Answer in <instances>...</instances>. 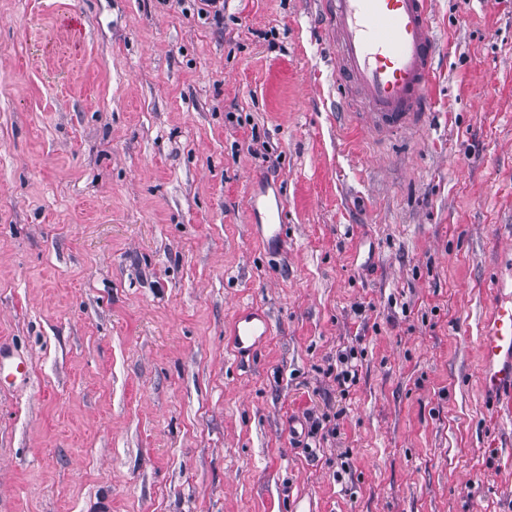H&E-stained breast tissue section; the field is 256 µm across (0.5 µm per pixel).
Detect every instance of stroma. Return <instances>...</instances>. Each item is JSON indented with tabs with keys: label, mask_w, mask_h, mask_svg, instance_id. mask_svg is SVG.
<instances>
[{
	"label": "stroma",
	"mask_w": 512,
	"mask_h": 512,
	"mask_svg": "<svg viewBox=\"0 0 512 512\" xmlns=\"http://www.w3.org/2000/svg\"><path fill=\"white\" fill-rule=\"evenodd\" d=\"M199 7L0 0V346L32 363L0 512H512L477 347L512 274V0H433L427 126L386 138L340 114L321 0ZM249 216L252 220H260L261 237L268 251L279 253L287 248V239L284 233L285 210L283 201L278 198L274 204L251 195ZM264 219V222H263ZM272 335V326L268 314L259 308H247L240 311L231 327L230 343L238 357L244 354L254 356L262 350Z\"/></svg>",
	"instance_id": "1"
}]
</instances>
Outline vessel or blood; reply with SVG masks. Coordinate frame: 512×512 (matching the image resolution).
<instances>
[{
  "label": "vessel or blood",
  "instance_id": "vessel-or-blood-1",
  "mask_svg": "<svg viewBox=\"0 0 512 512\" xmlns=\"http://www.w3.org/2000/svg\"><path fill=\"white\" fill-rule=\"evenodd\" d=\"M432 0H329L328 21L336 48V69L345 91L368 106L356 118L381 134L421 127L435 76L438 38L432 24ZM251 219L260 221L268 251L286 249L282 201L251 195ZM272 334L268 314L240 311L231 327L236 355H255ZM480 387L484 395L512 408V282L500 283L479 336ZM15 385L27 383L31 364L0 351V374Z\"/></svg>",
  "mask_w": 512,
  "mask_h": 512
}]
</instances>
